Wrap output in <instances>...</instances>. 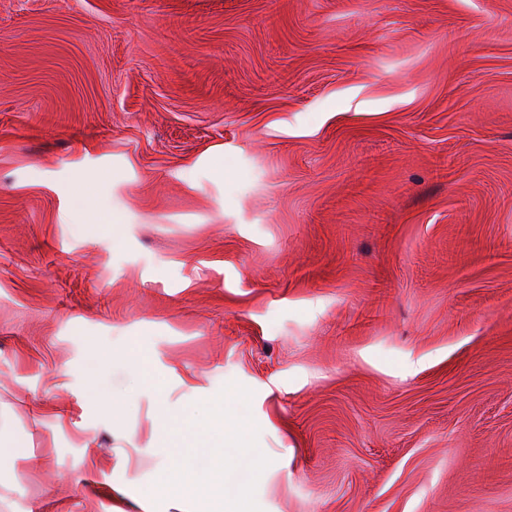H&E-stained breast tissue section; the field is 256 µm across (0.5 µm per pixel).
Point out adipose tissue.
I'll return each mask as SVG.
<instances>
[{"instance_id": "adipose-tissue-1", "label": "adipose tissue", "mask_w": 512, "mask_h": 512, "mask_svg": "<svg viewBox=\"0 0 512 512\" xmlns=\"http://www.w3.org/2000/svg\"><path fill=\"white\" fill-rule=\"evenodd\" d=\"M207 433L220 454L211 456L207 479H197L180 464H172L161 484L165 497L172 500L190 499L196 504L195 512H251L247 494L229 498L224 494V476L233 461L227 451L246 442L241 427L224 415H217L208 423Z\"/></svg>"}]
</instances>
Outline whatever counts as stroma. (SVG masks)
<instances>
[{"mask_svg":"<svg viewBox=\"0 0 512 512\" xmlns=\"http://www.w3.org/2000/svg\"><path fill=\"white\" fill-rule=\"evenodd\" d=\"M219 395L254 512H512V0H0V512H193Z\"/></svg>","mask_w":512,"mask_h":512,"instance_id":"stroma-1","label":"stroma"}]
</instances>
